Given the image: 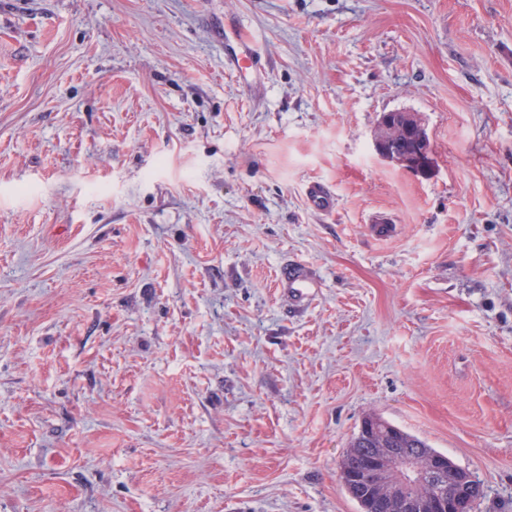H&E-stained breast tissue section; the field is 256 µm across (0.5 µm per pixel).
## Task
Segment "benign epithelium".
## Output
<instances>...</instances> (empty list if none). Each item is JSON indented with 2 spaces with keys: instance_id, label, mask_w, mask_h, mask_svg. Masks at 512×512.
<instances>
[{
  "instance_id": "7a95c632",
  "label": "benign epithelium",
  "mask_w": 512,
  "mask_h": 512,
  "mask_svg": "<svg viewBox=\"0 0 512 512\" xmlns=\"http://www.w3.org/2000/svg\"><path fill=\"white\" fill-rule=\"evenodd\" d=\"M393 120L400 124L405 147L398 151L390 149L378 132L374 136L376 153L382 159L406 169L417 173L427 172L433 164V157L423 123L412 112L389 111L381 115L380 126L384 127ZM447 470L446 456L436 455L418 466L415 457L402 448H381L367 461L361 472L349 475V481L363 482L379 490L389 510L399 505L405 512H469L470 500L463 496L453 499L444 495L430 498L410 496L414 486L428 485Z\"/></svg>"
}]
</instances>
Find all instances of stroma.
<instances>
[{
  "label": "stroma",
  "instance_id": "obj_1",
  "mask_svg": "<svg viewBox=\"0 0 512 512\" xmlns=\"http://www.w3.org/2000/svg\"><path fill=\"white\" fill-rule=\"evenodd\" d=\"M369 414L512 512V0H0V512H360ZM227 51L225 61L232 75L253 92L260 94L263 86V57L252 35L241 27L224 29ZM400 112V113H397ZM393 117L400 124L405 147L401 150L396 148L400 136L396 135V124L384 131L385 140L381 136V130L389 124ZM374 148L376 153L384 160L402 166L417 173H426L433 164L432 146L426 129L421 120L412 112L389 111L381 115L379 132L374 136ZM309 207L321 214H330L336 210V197L330 189L320 182L312 183L306 192ZM277 288L287 294L295 306L302 307L316 294L320 284L305 263L291 260L281 265ZM374 420H382L385 424L392 425L391 423L375 416H369L363 421L358 434L354 437L350 448L347 449L341 461V469L345 476L349 471L359 467L365 453L369 452L371 448H377L371 441L362 437L363 425Z\"/></svg>",
  "mask_w": 512,
  "mask_h": 512
}]
</instances>
